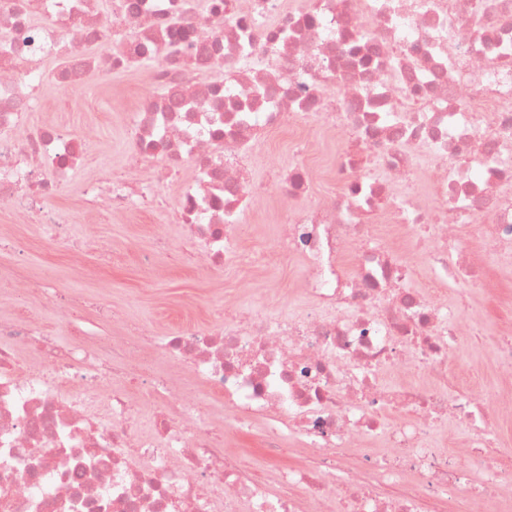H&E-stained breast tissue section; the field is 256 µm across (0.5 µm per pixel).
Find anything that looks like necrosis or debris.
I'll list each match as a JSON object with an SVG mask.
<instances>
[{
    "instance_id": "4bbe7bcc",
    "label": "necrosis or debris",
    "mask_w": 512,
    "mask_h": 512,
    "mask_svg": "<svg viewBox=\"0 0 512 512\" xmlns=\"http://www.w3.org/2000/svg\"><path fill=\"white\" fill-rule=\"evenodd\" d=\"M94 64L153 58L128 125L126 178L88 183L86 209L171 202L191 261L238 258V228L287 201L281 251L303 267L298 316L225 308L220 328L182 325L132 344L111 334L60 345L26 318L0 320V512H512V399L487 407L449 377L473 291L491 294L512 366V0H0V206L66 234L51 208L80 136L25 127L38 62L78 81ZM345 129L331 172L316 136ZM287 130L297 159L252 181L245 155ZM148 165L149 175L138 166ZM439 302L416 290L423 270ZM36 358L18 359V344ZM163 352L202 384L175 396L153 374ZM140 383L130 395L121 377ZM223 398L217 424L205 398ZM468 430L440 447L437 423ZM253 435L247 469L225 429ZM374 439L381 451L351 454Z\"/></svg>"
}]
</instances>
